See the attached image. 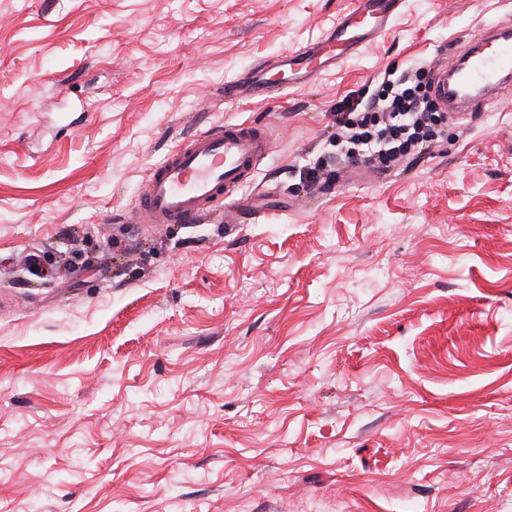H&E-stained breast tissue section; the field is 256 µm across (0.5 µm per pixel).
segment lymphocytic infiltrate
I'll return each mask as SVG.
<instances>
[{"label":"lymphocytic infiltrate","instance_id":"lymphocytic-infiltrate-1","mask_svg":"<svg viewBox=\"0 0 512 512\" xmlns=\"http://www.w3.org/2000/svg\"><path fill=\"white\" fill-rule=\"evenodd\" d=\"M430 87L427 69L414 67L339 102L333 114L338 162L387 171L428 153L451 120L429 97Z\"/></svg>","mask_w":512,"mask_h":512}]
</instances>
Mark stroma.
Wrapping results in <instances>:
<instances>
[{
    "label": "stroma",
    "mask_w": 512,
    "mask_h": 512,
    "mask_svg": "<svg viewBox=\"0 0 512 512\" xmlns=\"http://www.w3.org/2000/svg\"><path fill=\"white\" fill-rule=\"evenodd\" d=\"M350 5L0 0V512H512V94L388 173L299 178L346 94L512 0H404L315 82L225 98ZM227 121L272 136L257 223L131 221ZM74 239L93 271H27Z\"/></svg>",
    "instance_id": "1"
}]
</instances>
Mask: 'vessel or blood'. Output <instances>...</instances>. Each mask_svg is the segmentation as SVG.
Listing matches in <instances>:
<instances>
[{
    "label": "vessel or blood",
    "mask_w": 512,
    "mask_h": 512,
    "mask_svg": "<svg viewBox=\"0 0 512 512\" xmlns=\"http://www.w3.org/2000/svg\"><path fill=\"white\" fill-rule=\"evenodd\" d=\"M403 0H353L328 31L314 42L276 60L253 64L224 86L241 99L278 93L314 80L324 71L375 42L387 30ZM441 105L452 116H467L503 92L512 93V26L470 38L460 55L430 69ZM272 146L265 126L227 122L182 137L146 176L135 223L159 228L198 224L223 204L224 215L239 222L245 207L236 191L251 184Z\"/></svg>",
    "instance_id": "obj_1"
}]
</instances>
